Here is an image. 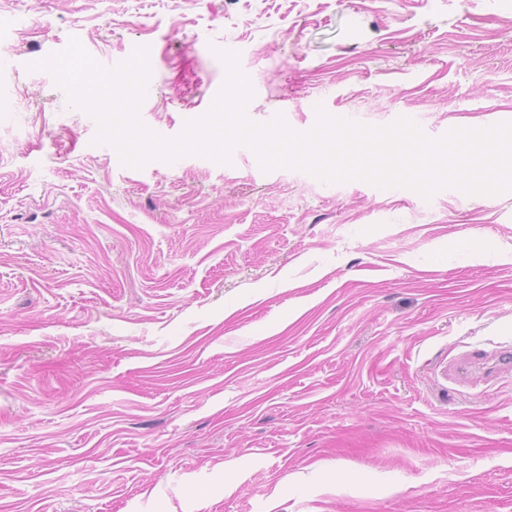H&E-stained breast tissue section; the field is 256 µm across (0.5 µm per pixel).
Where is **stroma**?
<instances>
[{
    "label": "stroma",
    "instance_id": "obj_1",
    "mask_svg": "<svg viewBox=\"0 0 512 512\" xmlns=\"http://www.w3.org/2000/svg\"><path fill=\"white\" fill-rule=\"evenodd\" d=\"M152 61L140 121L512 123V0H0V512H512V190L123 164L33 62Z\"/></svg>",
    "mask_w": 512,
    "mask_h": 512
}]
</instances>
